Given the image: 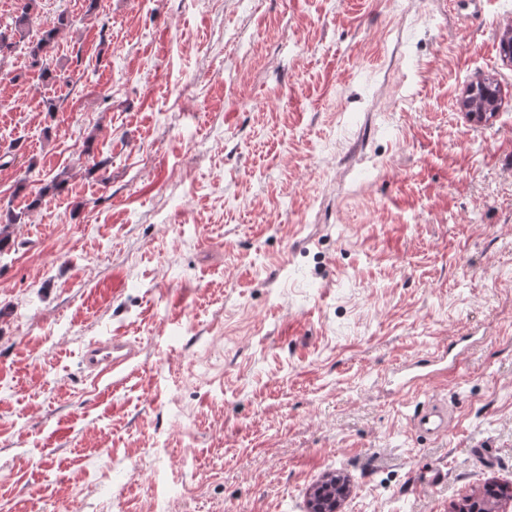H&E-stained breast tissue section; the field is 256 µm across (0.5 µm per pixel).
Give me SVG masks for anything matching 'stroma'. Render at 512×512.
Segmentation results:
<instances>
[{
	"label": "stroma",
	"instance_id": "35a3bbf8",
	"mask_svg": "<svg viewBox=\"0 0 512 512\" xmlns=\"http://www.w3.org/2000/svg\"><path fill=\"white\" fill-rule=\"evenodd\" d=\"M480 4L38 0L0 64V207L42 198L0 255V512H307L334 475L341 512H452L512 486V0ZM62 13L50 83L28 45ZM112 336L136 356L88 375ZM461 336L418 386L451 428L420 436L396 369ZM470 86V92L476 89L474 95L470 94L468 99L463 103V108L467 109L469 117L475 119L477 114L474 112H493L498 110L502 101V92L499 83L492 77H485L478 80ZM493 95L491 103L485 102L483 99L486 96Z\"/></svg>",
	"mask_w": 512,
	"mask_h": 512
}]
</instances>
